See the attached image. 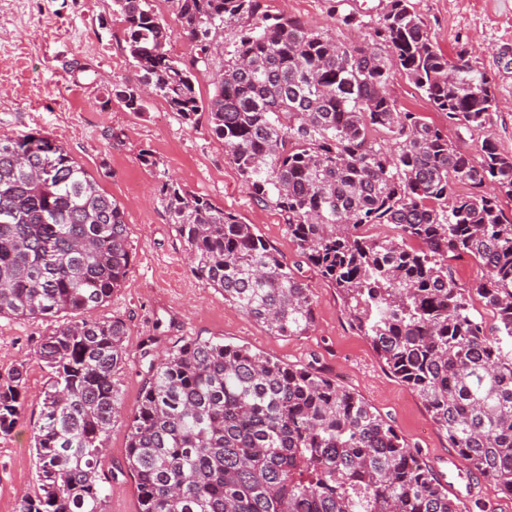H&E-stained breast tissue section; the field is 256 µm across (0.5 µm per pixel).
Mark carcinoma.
<instances>
[{
  "instance_id": "obj_1",
  "label": "carcinoma",
  "mask_w": 512,
  "mask_h": 512,
  "mask_svg": "<svg viewBox=\"0 0 512 512\" xmlns=\"http://www.w3.org/2000/svg\"><path fill=\"white\" fill-rule=\"evenodd\" d=\"M188 58L151 0H112L138 84L113 94L142 114L163 98L184 122L206 120L254 199L279 210L300 258L335 288L351 324L411 388L471 471L512 496V155L490 140L480 159L387 94L404 74L457 127H480L492 79L443 54L412 0H391L370 39L345 46L262 0H172ZM241 25L215 89L198 75L210 42ZM383 128L397 148L372 138ZM159 198L195 276L277 336L315 322L309 284L252 225L158 175ZM467 181L476 191L457 195ZM392 224L390 237L364 228ZM474 258L473 291L448 260ZM132 254L120 204L60 145L0 136V317L59 322L35 356L49 369L32 429L39 489L17 512H105L100 458L121 418L119 319L67 320L106 303ZM24 365L0 377V434L24 405ZM126 467L138 512H459L432 468L362 398L319 368H294L242 346L185 343L150 363L128 425Z\"/></svg>"
}]
</instances>
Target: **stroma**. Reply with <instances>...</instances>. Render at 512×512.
<instances>
[{
  "label": "stroma",
  "mask_w": 512,
  "mask_h": 512,
  "mask_svg": "<svg viewBox=\"0 0 512 512\" xmlns=\"http://www.w3.org/2000/svg\"><path fill=\"white\" fill-rule=\"evenodd\" d=\"M389 0H264L269 14L285 16L345 45L367 37ZM433 42L444 52L466 51L495 83L497 106L483 127L449 126L400 73L387 92L400 111L446 129L449 140L479 156L484 140L512 154V0H414ZM358 23H341L342 15ZM124 26L112 0H0V135L38 133L63 145L123 208L132 268L118 291L89 319L124 322L126 361L116 376L125 421L113 427L100 473L110 480L106 512H137L135 482L126 471V420L138 410L149 366L143 342L162 353L185 341L220 340L295 367L316 366L364 398L436 472L463 512H512V496L469 467L455 468L457 451L434 424L420 398L385 370L368 341L350 324L335 290L310 266L301 267L315 299V323L302 336H277L205 287L192 271L174 225L159 200L156 170L190 192L207 197L253 226L287 265L295 245L281 213L256 203L223 144L206 123H184L166 102L149 99L143 115L112 100L116 83L138 75L123 49ZM78 60L81 70L66 69ZM156 160V168L146 159ZM298 265V264H297ZM52 320L0 317V376L25 364L24 407L13 432L0 436V512H16L22 493L37 491L31 429L41 417L48 377L34 352Z\"/></svg>",
  "instance_id": "stroma-1"
}]
</instances>
